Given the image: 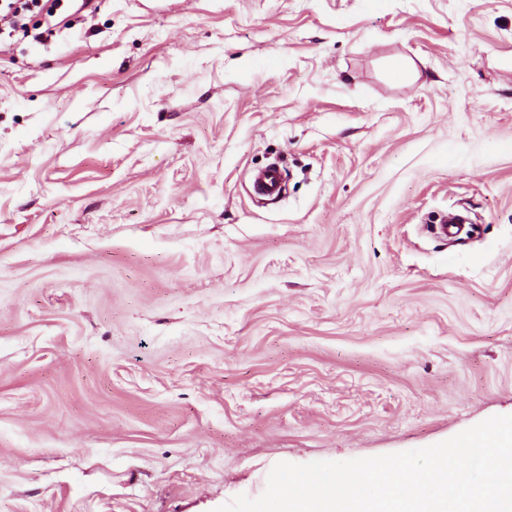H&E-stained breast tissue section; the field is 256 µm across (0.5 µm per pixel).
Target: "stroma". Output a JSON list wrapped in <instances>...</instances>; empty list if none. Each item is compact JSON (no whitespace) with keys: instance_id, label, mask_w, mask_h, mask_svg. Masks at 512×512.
I'll use <instances>...</instances> for the list:
<instances>
[{"instance_id":"stroma-1","label":"stroma","mask_w":512,"mask_h":512,"mask_svg":"<svg viewBox=\"0 0 512 512\" xmlns=\"http://www.w3.org/2000/svg\"><path fill=\"white\" fill-rule=\"evenodd\" d=\"M139 2L0 36V512H215L512 415V0ZM282 172L275 168L258 170L253 177L254 192L270 201L279 198L282 188Z\"/></svg>"}]
</instances>
